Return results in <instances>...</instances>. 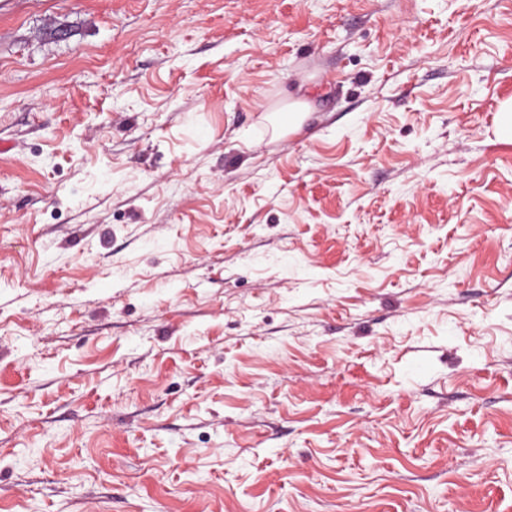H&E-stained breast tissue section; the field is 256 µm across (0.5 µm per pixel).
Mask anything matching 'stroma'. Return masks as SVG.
I'll list each match as a JSON object with an SVG mask.
<instances>
[{"label": "stroma", "instance_id": "stroma-1", "mask_svg": "<svg viewBox=\"0 0 512 512\" xmlns=\"http://www.w3.org/2000/svg\"><path fill=\"white\" fill-rule=\"evenodd\" d=\"M508 98L512 0H0V512H512ZM313 111V103L306 97L290 98L285 112H288V133H299L303 128L306 114Z\"/></svg>", "mask_w": 512, "mask_h": 512}]
</instances>
